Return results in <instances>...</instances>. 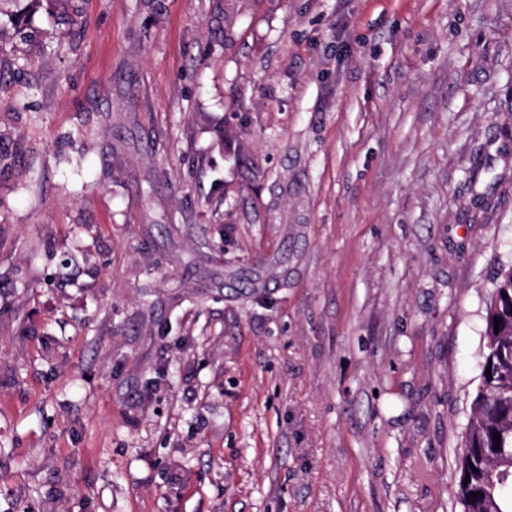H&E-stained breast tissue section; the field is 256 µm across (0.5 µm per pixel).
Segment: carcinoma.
Returning a JSON list of instances; mask_svg holds the SVG:
<instances>
[{
  "label": "carcinoma",
  "mask_w": 512,
  "mask_h": 512,
  "mask_svg": "<svg viewBox=\"0 0 512 512\" xmlns=\"http://www.w3.org/2000/svg\"><path fill=\"white\" fill-rule=\"evenodd\" d=\"M485 322L487 352L467 420L457 494L461 512H512V468L495 485L488 484L492 472H501L502 449L512 448V267L493 284Z\"/></svg>",
  "instance_id": "obj_1"
}]
</instances>
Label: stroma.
<instances>
[{
  "mask_svg": "<svg viewBox=\"0 0 512 512\" xmlns=\"http://www.w3.org/2000/svg\"><path fill=\"white\" fill-rule=\"evenodd\" d=\"M506 128L512 0H0V512H460Z\"/></svg>",
  "mask_w": 512,
  "mask_h": 512,
  "instance_id": "obj_1",
  "label": "stroma"
}]
</instances>
